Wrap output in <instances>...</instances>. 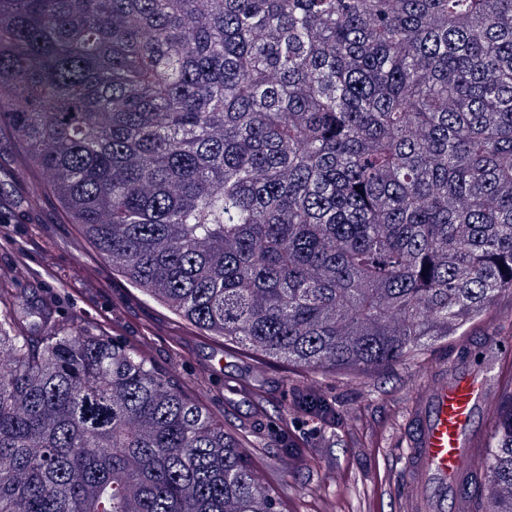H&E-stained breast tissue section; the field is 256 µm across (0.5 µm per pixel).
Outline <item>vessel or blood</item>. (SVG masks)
<instances>
[{
	"mask_svg": "<svg viewBox=\"0 0 512 512\" xmlns=\"http://www.w3.org/2000/svg\"><path fill=\"white\" fill-rule=\"evenodd\" d=\"M486 389L483 377H454L422 395L402 477L405 512H447L450 480L474 466L470 426Z\"/></svg>",
	"mask_w": 512,
	"mask_h": 512,
	"instance_id": "obj_1",
	"label": "vessel or blood"
}]
</instances>
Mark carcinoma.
Masks as SVG:
<instances>
[{"instance_id": "obj_1", "label": "carcinoma", "mask_w": 512, "mask_h": 512, "mask_svg": "<svg viewBox=\"0 0 512 512\" xmlns=\"http://www.w3.org/2000/svg\"><path fill=\"white\" fill-rule=\"evenodd\" d=\"M0 208L322 373L512 298V0H0ZM0 276V512H278L146 351ZM293 407L332 414L317 391ZM448 512H512V387Z\"/></svg>"}]
</instances>
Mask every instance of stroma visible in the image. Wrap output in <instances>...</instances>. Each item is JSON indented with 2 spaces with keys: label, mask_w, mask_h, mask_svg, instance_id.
I'll return each mask as SVG.
<instances>
[{
  "label": "stroma",
  "mask_w": 512,
  "mask_h": 512,
  "mask_svg": "<svg viewBox=\"0 0 512 512\" xmlns=\"http://www.w3.org/2000/svg\"><path fill=\"white\" fill-rule=\"evenodd\" d=\"M0 273L16 275L29 300L131 344L230 432L254 440L249 461L281 512H400L399 472L412 436L415 399L440 370L475 372L459 347L483 350L485 336L512 339V301H499L461 335L432 341L409 360L368 373L318 374L225 350L192 329L105 264L78 225L66 224L52 197L0 224ZM317 389L336 414L327 421L289 412L295 393ZM299 457L285 459V446Z\"/></svg>",
  "instance_id": "obj_1"
}]
</instances>
